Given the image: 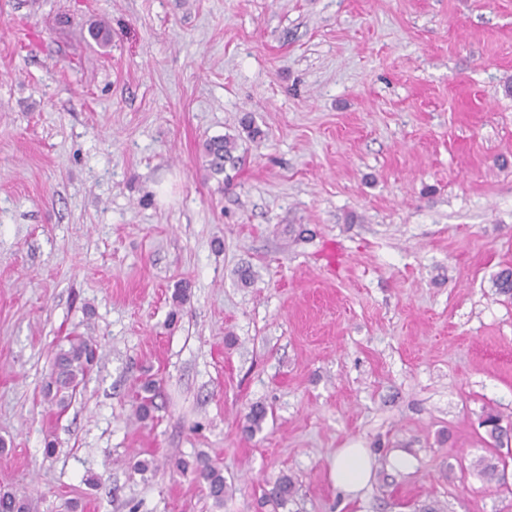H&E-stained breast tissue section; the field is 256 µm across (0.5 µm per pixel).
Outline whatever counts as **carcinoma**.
Instances as JSON below:
<instances>
[{"instance_id": "carcinoma-1", "label": "carcinoma", "mask_w": 512, "mask_h": 512, "mask_svg": "<svg viewBox=\"0 0 512 512\" xmlns=\"http://www.w3.org/2000/svg\"><path fill=\"white\" fill-rule=\"evenodd\" d=\"M237 140L229 136H217L205 141L203 157L205 168L212 176L224 174L226 165H235L239 161L236 156ZM98 358L97 345L85 336H77L69 340V347L60 348L53 360L51 380L47 384V397L61 407H66L68 400L76 395L80 385L93 368ZM156 382L147 378L142 381L136 391V415L145 420L152 417L156 409ZM482 426L489 437L497 444L509 435L512 429L502 426L499 414L489 411L485 414ZM505 464L500 454L479 461V475L488 482H500V466ZM176 468L183 474H191L196 481L203 484L207 496L217 506L224 504L227 485L222 470L208 458L199 455L189 461L181 459ZM297 493L294 479L289 475L280 476L265 495L266 501L284 506ZM0 512H34L32 503L17 496L14 492L0 489Z\"/></svg>"}]
</instances>
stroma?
<instances>
[{
	"label": "stroma",
	"mask_w": 512,
	"mask_h": 512,
	"mask_svg": "<svg viewBox=\"0 0 512 512\" xmlns=\"http://www.w3.org/2000/svg\"><path fill=\"white\" fill-rule=\"evenodd\" d=\"M510 84L512 0H0V488L37 512H512L477 470L484 412L512 422ZM224 135L225 180L202 166ZM72 336L98 361L61 412ZM342 448L372 458L352 501ZM200 453L223 506L172 468ZM237 149V140L229 136H217L206 140L203 146V157L205 168L210 176L224 175L227 163L235 167L239 161V156L235 155ZM156 396V382L152 378H146L142 381L135 394L136 415L138 418L145 420L152 417L153 410L156 409ZM297 493L294 479L289 475L280 476L265 495L266 501L276 506H284Z\"/></svg>",
	"instance_id": "35a3bbf8"
}]
</instances>
